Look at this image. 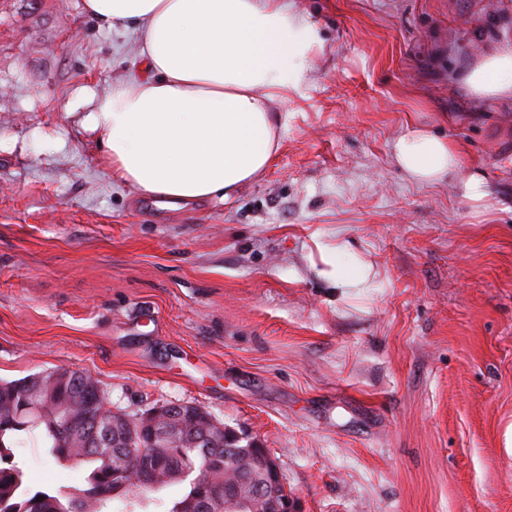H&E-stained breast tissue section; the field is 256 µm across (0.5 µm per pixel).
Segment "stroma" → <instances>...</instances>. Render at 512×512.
<instances>
[{"label":"stroma","mask_w":512,"mask_h":512,"mask_svg":"<svg viewBox=\"0 0 512 512\" xmlns=\"http://www.w3.org/2000/svg\"><path fill=\"white\" fill-rule=\"evenodd\" d=\"M288 2L317 44L272 164L174 209L117 183L85 124L134 34L0 0V380L66 366L131 416L202 406L301 512H512V97L463 81L512 40V0ZM412 118L484 175L480 203L399 169ZM351 271L366 287L331 283ZM14 460L31 490L85 484L40 434ZM266 464L271 472L275 484L280 488L278 497L271 502L270 512H298V507L293 496L288 493L282 479L280 467L276 458L271 454L266 457Z\"/></svg>","instance_id":"stroma-1"}]
</instances>
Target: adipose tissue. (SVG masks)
<instances>
[{
    "instance_id": "ef3b65f1",
    "label": "adipose tissue",
    "mask_w": 512,
    "mask_h": 512,
    "mask_svg": "<svg viewBox=\"0 0 512 512\" xmlns=\"http://www.w3.org/2000/svg\"><path fill=\"white\" fill-rule=\"evenodd\" d=\"M85 14L133 33L143 69L114 85L85 121L112 176L158 200H227L261 178L278 148L275 101L299 86L313 38L287 0H82ZM479 98L512 96V42L465 75ZM413 181L459 177L465 198L483 200L485 182L462 174L460 150L414 124L392 146Z\"/></svg>"
}]
</instances>
